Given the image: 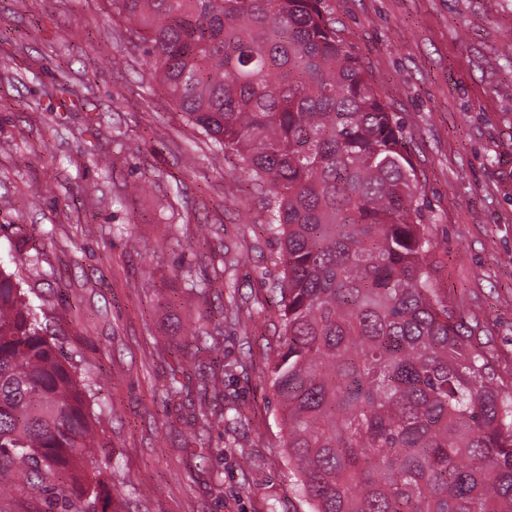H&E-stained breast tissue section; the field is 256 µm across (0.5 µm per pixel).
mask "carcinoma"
I'll return each mask as SVG.
<instances>
[{
    "mask_svg": "<svg viewBox=\"0 0 512 512\" xmlns=\"http://www.w3.org/2000/svg\"><path fill=\"white\" fill-rule=\"evenodd\" d=\"M150 76L267 187L281 349L271 381L310 512H512V380L433 288L417 169L326 0H110ZM58 109L82 98L55 87ZM0 263V484L106 512L80 353ZM221 328L193 340L217 352ZM209 368L200 392L219 395ZM201 428L224 418L200 399Z\"/></svg>",
    "mask_w": 512,
    "mask_h": 512,
    "instance_id": "cac0c4a2",
    "label": "carcinoma"
}]
</instances>
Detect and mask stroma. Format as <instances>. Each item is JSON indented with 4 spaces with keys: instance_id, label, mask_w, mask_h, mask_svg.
<instances>
[{
    "instance_id": "35a3bbf8",
    "label": "stroma",
    "mask_w": 512,
    "mask_h": 512,
    "mask_svg": "<svg viewBox=\"0 0 512 512\" xmlns=\"http://www.w3.org/2000/svg\"><path fill=\"white\" fill-rule=\"evenodd\" d=\"M336 30L402 125L435 242L434 286L512 371V0H328ZM108 0H0V258L63 316L65 350L96 377L98 465L112 512H308L288 465L269 368L282 275L266 195L151 80ZM73 86L81 112L50 90ZM109 157L107 169L93 155ZM239 258L222 272L225 255ZM209 282L207 300L181 276ZM224 324V402L203 434L165 399L157 346L189 318Z\"/></svg>"
}]
</instances>
